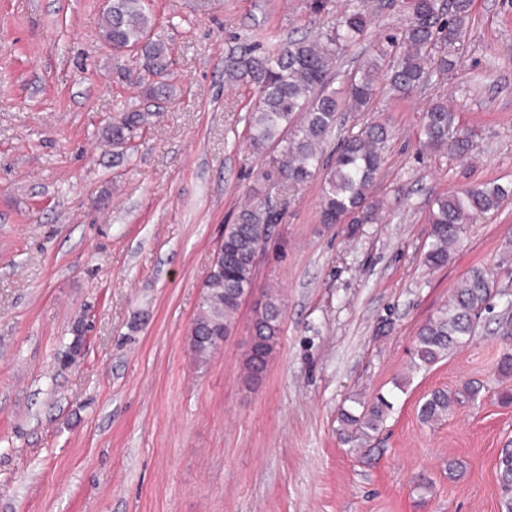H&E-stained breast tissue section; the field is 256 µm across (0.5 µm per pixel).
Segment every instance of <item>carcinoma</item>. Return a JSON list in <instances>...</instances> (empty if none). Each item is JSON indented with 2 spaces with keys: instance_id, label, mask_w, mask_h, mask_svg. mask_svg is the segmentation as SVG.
<instances>
[{
  "instance_id": "cac0c4a2",
  "label": "carcinoma",
  "mask_w": 512,
  "mask_h": 512,
  "mask_svg": "<svg viewBox=\"0 0 512 512\" xmlns=\"http://www.w3.org/2000/svg\"><path fill=\"white\" fill-rule=\"evenodd\" d=\"M472 0H410L409 22L401 35L388 38L375 55L338 91L330 87L329 73L336 58L356 43L366 26V0H350L349 8L323 31L308 37L290 38L272 51L245 46L224 57L225 71L256 86L258 96L251 108L249 140L252 149L268 156L261 179L288 189L319 175L323 181L320 218L323 224H372L378 205L371 190L384 162L388 128L383 122L365 123L342 139L329 157L322 145L336 128L338 112L366 111L384 80L389 90L406 97L434 73L445 75L455 66L456 54L466 33ZM151 0H110L104 13L102 40L112 50L139 48V66L155 78L149 83L151 97L167 96L166 76L170 56L164 42L154 37ZM144 112H125L109 135L112 144L127 143L143 128ZM423 147L447 151L465 158L477 149L475 135L455 123L445 101L427 107L423 117ZM512 195L499 185H479L439 197L429 215L430 244L424 261L432 267L448 263L450 249L466 232L476 213L496 211ZM279 214L261 206L242 209L236 221L224 228V264H216L205 282L193 321L201 337L192 352L202 359L217 344L209 337L229 334L232 319L253 285L256 256L265 247ZM493 284L482 270H474L453 295L417 329L410 368H428L473 335L480 318L493 312ZM282 310L268 302L256 313V343L246 359L248 376L262 377L281 332ZM457 396L446 389L430 391L419 404L425 424L448 416ZM393 403L380 395L356 409L340 412L343 444L357 450L383 426ZM501 512H512V441L496 460Z\"/></svg>"
}]
</instances>
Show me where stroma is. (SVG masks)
I'll return each instance as SVG.
<instances>
[{
  "label": "stroma",
  "mask_w": 512,
  "mask_h": 512,
  "mask_svg": "<svg viewBox=\"0 0 512 512\" xmlns=\"http://www.w3.org/2000/svg\"><path fill=\"white\" fill-rule=\"evenodd\" d=\"M313 2L153 0L177 62L170 98L154 99L101 40L104 0H0V512H501L503 338L484 322L431 367L408 364L417 328L471 269L491 276L495 304L512 293V197L468 224L444 267L424 261L435 197L512 186V0H474L447 76L342 113L327 148L390 126L377 219L354 228L320 223V178L260 180L256 91L224 73L229 49L316 32L347 0ZM407 20L403 0H370L334 86ZM436 100L475 133L472 157L421 148ZM131 110L151 119L123 152L106 129ZM256 202L280 220L229 336L198 359L188 334L213 254ZM273 299L281 333L254 381L251 329ZM81 319L84 351L61 365ZM467 382L476 400L420 421L427 393ZM379 394L394 408L371 449L342 446L341 409Z\"/></svg>",
  "instance_id": "obj_1"
}]
</instances>
